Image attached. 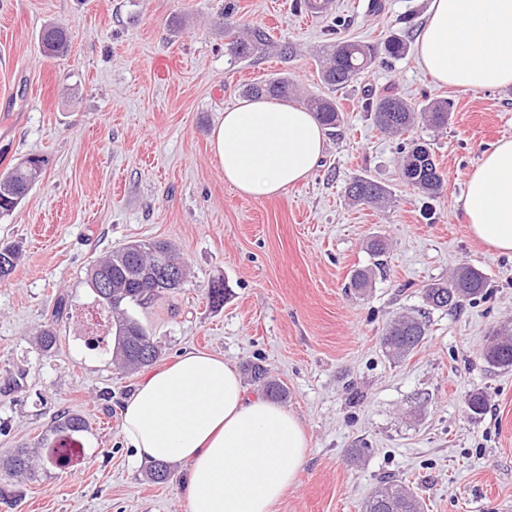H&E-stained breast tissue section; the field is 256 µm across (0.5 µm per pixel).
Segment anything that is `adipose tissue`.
<instances>
[{
  "label": "adipose tissue",
  "instance_id": "obj_1",
  "mask_svg": "<svg viewBox=\"0 0 512 512\" xmlns=\"http://www.w3.org/2000/svg\"><path fill=\"white\" fill-rule=\"evenodd\" d=\"M417 59L463 90L512 85V0H431ZM210 146L225 183L262 200L307 180L324 154L325 129L301 106L253 98L225 109ZM462 209L470 235L512 255V138L483 151ZM122 432L139 463H187L188 512H275L308 448L285 406L248 394L232 364L198 351L145 372Z\"/></svg>",
  "mask_w": 512,
  "mask_h": 512
}]
</instances>
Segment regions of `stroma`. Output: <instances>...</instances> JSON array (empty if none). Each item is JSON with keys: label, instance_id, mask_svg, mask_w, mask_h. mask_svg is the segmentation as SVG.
Listing matches in <instances>:
<instances>
[{"label": "stroma", "instance_id": "stroma-1", "mask_svg": "<svg viewBox=\"0 0 512 512\" xmlns=\"http://www.w3.org/2000/svg\"><path fill=\"white\" fill-rule=\"evenodd\" d=\"M381 3L334 0L331 14L311 16L295 0H233L240 27L264 26L272 40L234 63L215 24L224 0H0V172L29 154L48 161L0 220V244L24 251L0 280V456L34 445L58 412L90 424L68 466L43 465L21 483L0 473V512H187V464L152 482L124 440L122 409L141 372L114 367L78 331L95 304L86 268L131 240L176 243L190 270L181 290L132 310L162 363L206 351L238 368L262 363L286 387L309 448L276 512H363L388 474L423 512H512V369L482 358L492 332L512 323V258L467 234L459 204L483 150L512 138V86L435 82L415 52L430 0ZM48 25L70 36L56 60L38 52ZM332 27L376 46L395 33L409 50L334 92L317 63ZM278 75L301 98L335 97L343 119L304 183L252 200L225 184L209 137L245 85ZM386 88L452 103L447 127L419 122L409 133L433 149L440 194L403 180L398 139L364 112L366 90ZM357 177L385 186L389 203H352L345 188ZM377 236L387 242L379 261L366 248ZM463 263L486 275V294L457 312L427 311L421 348L389 360L386 325L424 309L423 285ZM369 267L371 288L355 292L353 271ZM217 277L229 289L219 307L206 296ZM61 294L70 309L47 355L36 336ZM474 392L487 400L477 417L465 406Z\"/></svg>", "mask_w": 512, "mask_h": 512}]
</instances>
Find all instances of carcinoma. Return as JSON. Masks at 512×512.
Here are the masks:
<instances>
[{"label": "carcinoma", "instance_id": "cac0c4a2", "mask_svg": "<svg viewBox=\"0 0 512 512\" xmlns=\"http://www.w3.org/2000/svg\"><path fill=\"white\" fill-rule=\"evenodd\" d=\"M233 13L224 12L222 21L225 34L231 38L229 51L235 60H246L257 53L268 41L265 30L259 26L241 37L234 33ZM38 48L45 59H57L67 55L69 37L65 30L48 26L39 34ZM406 43L397 37H390L383 43L385 55L399 59L405 55ZM378 49L372 44L343 41L332 43L321 51L319 57L322 82L331 90L346 87L355 77L367 71L375 62ZM294 83L280 77L264 83L248 84L243 89L246 97L269 96L289 99L295 96ZM304 106L314 112L326 127L334 128L341 120L340 110L330 97H311ZM363 109L373 114L376 125L392 136H403L415 125L417 119L434 126H445L451 116L450 103L429 102L417 109L395 94L376 95L369 93ZM45 159L32 155L15 163L6 172L0 173V219L9 217L26 199L40 181ZM401 174L403 180L428 195H435L442 188L443 179L439 172L429 144L415 139L405 143ZM345 193L355 203H375L387 200L386 188L367 178H356L350 182ZM23 258L22 250L16 244L8 247V254L0 253V279L9 277ZM168 261L181 268L182 282L162 284L151 281L153 268L161 261ZM188 270L177 246L168 241H135L113 249L105 257L86 269V284L97 291V283L104 280L109 284L105 294L96 295L98 306L105 309L111 320V329L117 345L107 350L112 363L127 370L149 366L161 356V350L146 328L134 316L129 307L146 305L168 292L183 287ZM486 288V278L476 267L462 264L448 280L431 283L423 289L426 304L434 309H458L481 295ZM228 288L218 278L209 282L207 298L217 306L224 303ZM70 303L65 297L57 299L54 313L43 325L37 337V345L46 354L55 352L58 346L57 326L63 316L69 314ZM427 331L426 322L406 314L394 319L380 344L386 355L393 360H403L420 347ZM483 358L492 369H512V327L500 330L483 351ZM249 381L260 385L266 395L274 400H284L288 392L260 363L244 367ZM88 432L86 419L76 413L63 411L53 417L51 425L38 441L39 447L47 448L46 458L64 466L69 459L58 454L57 449L80 443L79 437ZM43 459L33 455L26 448H17L11 454L0 458V469L13 478H24L34 472L36 464ZM364 512H421V503L404 482L388 479L374 489L364 504Z\"/></svg>", "mask_w": 512, "mask_h": 512}]
</instances>
